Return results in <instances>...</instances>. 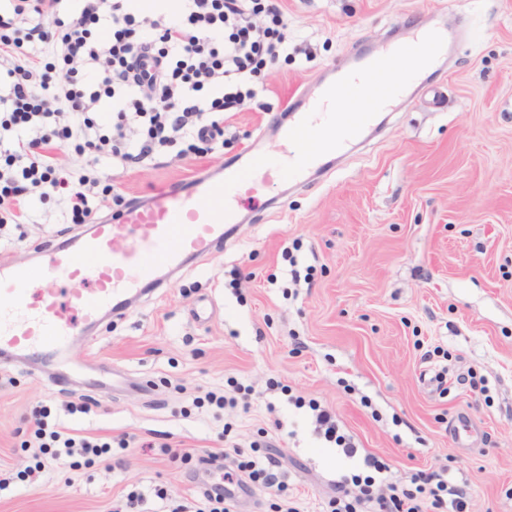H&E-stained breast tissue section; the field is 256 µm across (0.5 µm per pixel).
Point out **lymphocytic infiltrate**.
I'll use <instances>...</instances> for the list:
<instances>
[{"mask_svg":"<svg viewBox=\"0 0 512 512\" xmlns=\"http://www.w3.org/2000/svg\"><path fill=\"white\" fill-rule=\"evenodd\" d=\"M63 2L0 0V60L23 51L29 59L28 70H8L0 94V132L17 135L0 143V208L17 224L35 194L63 201L67 223L90 224L97 215L91 202L97 179H72L51 149L73 144L93 165L104 156L139 163L180 144L198 151L223 135L218 113L239 108L243 86L259 80L288 48L282 0H179L173 15L135 10L134 0H80L69 11ZM47 15L54 16L53 26L43 24ZM105 98L112 110L104 120L99 104ZM315 425L346 457L359 456L328 411H317ZM34 436L40 454L55 460L111 451L106 442L46 431L40 421ZM362 459L372 476L340 477L330 512H423V493L433 512H469L468 489L451 482L447 468L418 472L412 488L383 496L372 488L385 465L370 455ZM234 497L215 485L191 506L170 502L160 489L129 493L127 503L151 512H229Z\"/></svg>","mask_w":512,"mask_h":512,"instance_id":"1","label":"lymphocytic infiltrate"}]
</instances>
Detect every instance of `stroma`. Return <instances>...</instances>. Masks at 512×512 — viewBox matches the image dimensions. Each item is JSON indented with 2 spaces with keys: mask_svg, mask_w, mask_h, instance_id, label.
<instances>
[{
  "mask_svg": "<svg viewBox=\"0 0 512 512\" xmlns=\"http://www.w3.org/2000/svg\"><path fill=\"white\" fill-rule=\"evenodd\" d=\"M282 5L292 58L225 113L223 143L133 165L58 148L61 166L112 184L102 212L244 150L278 152L268 118L290 92L331 79L357 44L387 50L410 19L461 32L424 78L440 99L396 100L383 133L345 146L324 178L261 188L222 251L75 339L71 386H51L52 365L0 360V512H120L128 493L156 488L197 500L233 449L267 447L286 488L252 484L233 512H324L336 479L368 470L315 434L313 402L398 486L445 465L467 480L470 512H512V0ZM27 211V223L0 226V256L36 262L46 242L86 231L63 223L55 200ZM117 369L151 396L113 389ZM437 373L442 388L427 389ZM211 391L224 407L194 405ZM40 409L47 430L129 446L76 471L37 467L22 443ZM459 415L473 447L450 429ZM212 452L224 460L203 466Z\"/></svg>",
  "mask_w": 512,
  "mask_h": 512,
  "instance_id": "1",
  "label": "stroma"
}]
</instances>
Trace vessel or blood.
<instances>
[{
  "label": "vessel or blood",
  "mask_w": 512,
  "mask_h": 512,
  "mask_svg": "<svg viewBox=\"0 0 512 512\" xmlns=\"http://www.w3.org/2000/svg\"><path fill=\"white\" fill-rule=\"evenodd\" d=\"M452 38L431 28L419 46L428 58L447 54ZM350 64L317 92L293 93L287 109L292 123L279 127L281 139L320 125L331 152L359 136L371 114L348 127L336 124L326 109L348 85L349 77L370 80L380 60L356 46ZM317 154L286 161L275 154L252 155L227 163L219 175L195 176L174 189H158L129 201L118 215L98 218L89 235L70 245L50 242L40 262L0 258V355L19 362L58 363L72 336L104 319L125 316L136 298L161 287L185 261L203 262L220 249L236 223L242 200L258 186L289 178L299 180L316 167ZM77 281L61 295L56 280Z\"/></svg>",
  "instance_id": "1"
}]
</instances>
